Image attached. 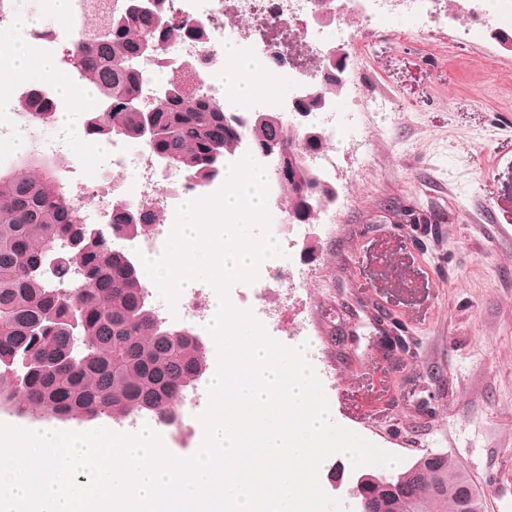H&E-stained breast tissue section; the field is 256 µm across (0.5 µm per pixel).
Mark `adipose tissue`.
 I'll list each match as a JSON object with an SVG mask.
<instances>
[{
    "instance_id": "adipose-tissue-1",
    "label": "adipose tissue",
    "mask_w": 512,
    "mask_h": 512,
    "mask_svg": "<svg viewBox=\"0 0 512 512\" xmlns=\"http://www.w3.org/2000/svg\"><path fill=\"white\" fill-rule=\"evenodd\" d=\"M224 57L227 61L224 68V92L238 99L241 104H249L261 88L277 86L276 76L263 69L253 58L243 55L234 43H225ZM30 75L53 79L57 94L72 102L70 111L60 113L59 125L67 128L77 126V116L83 111L88 96L75 92L70 83L59 75L54 60L33 56L25 47L16 44L0 47V84L9 78Z\"/></svg>"
}]
</instances>
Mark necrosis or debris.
Masks as SVG:
<instances>
[{"label":"necrosis or debris","instance_id":"obj_1","mask_svg":"<svg viewBox=\"0 0 512 512\" xmlns=\"http://www.w3.org/2000/svg\"><path fill=\"white\" fill-rule=\"evenodd\" d=\"M167 19L201 27L203 40L172 41L162 58H145L140 63L144 74L141 94L147 105H154L166 84H183L188 96L207 99L220 95L224 74V34L234 28L235 42L241 53L257 56L264 65L275 66L278 76L287 78L291 97H299L307 80H319L318 61L330 48V32L337 22L357 17L371 24L389 20L402 13L410 17L416 34L431 36L438 25L428 0H163ZM112 10V0H71L68 13L49 27L18 32V38L36 56H50L66 65L73 83L82 76L72 48L80 34L91 30L95 17ZM282 25L290 29L304 47L305 58L295 64L281 55L279 45L260 38L259 22ZM48 95L50 108L39 123H31L18 111L0 113V140L22 136L32 149L42 155L57 157L65 154L66 130L56 123V115L69 107L58 97L51 81L40 87ZM297 125L315 124L321 127L329 144L328 150L316 154L311 165L315 173L335 172L336 153L331 145L336 141V111L332 108L297 116ZM136 172L133 184L118 179L126 168ZM59 187L77 212L82 223L98 226L108 223L113 207L123 205L156 215L150 233L139 240L138 248L162 255L173 226L169 216L175 215L183 197L196 195L201 186L190 177L165 166L148 146L113 138L112 149L99 164L96 178L86 179L77 173L76 164H68L59 175ZM179 308L182 317L196 335L206 333L213 308L211 294L200 290L179 295L175 306L158 307L162 319H169L172 308Z\"/></svg>","mask_w":512,"mask_h":512}]
</instances>
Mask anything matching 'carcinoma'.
Segmentation results:
<instances>
[{
	"label": "carcinoma",
	"instance_id": "1",
	"mask_svg": "<svg viewBox=\"0 0 512 512\" xmlns=\"http://www.w3.org/2000/svg\"><path fill=\"white\" fill-rule=\"evenodd\" d=\"M128 2L100 24L105 37L74 48L86 83L109 105L88 113V135L143 142L152 127L153 151L202 184L215 180L224 158L245 141L256 153L273 147L286 158L295 151L306 129L285 128L275 112L231 120L217 97L192 99L170 87L154 106L128 111L125 102L140 99L136 62L145 16L160 20L154 40L164 46L186 35L162 19L161 0ZM59 167L31 156L0 173V410L61 422L75 413L118 420L149 410L167 426L181 392L207 370V356L206 348L156 327L135 260L110 245L112 236L129 242L144 236L152 214L118 206L112 235L95 234L57 189ZM277 188L296 224L311 223L316 208L336 198L306 161ZM75 265L84 281L73 297L49 287L41 273L46 267L62 283ZM393 478L403 492L386 502L388 512H448L466 487L473 505L484 509L466 469L447 456L435 469L408 467Z\"/></svg>",
	"mask_w": 512,
	"mask_h": 512
}]
</instances>
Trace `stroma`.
<instances>
[{
	"mask_svg": "<svg viewBox=\"0 0 512 512\" xmlns=\"http://www.w3.org/2000/svg\"><path fill=\"white\" fill-rule=\"evenodd\" d=\"M435 39L401 16L347 27L343 152L324 223L293 253L337 423L409 466L444 453L512 512V51L467 0ZM387 100L389 117L357 110ZM439 215L409 224L405 213ZM411 347H381L387 319Z\"/></svg>",
	"mask_w": 512,
	"mask_h": 512,
	"instance_id": "obj_1",
	"label": "stroma"
}]
</instances>
